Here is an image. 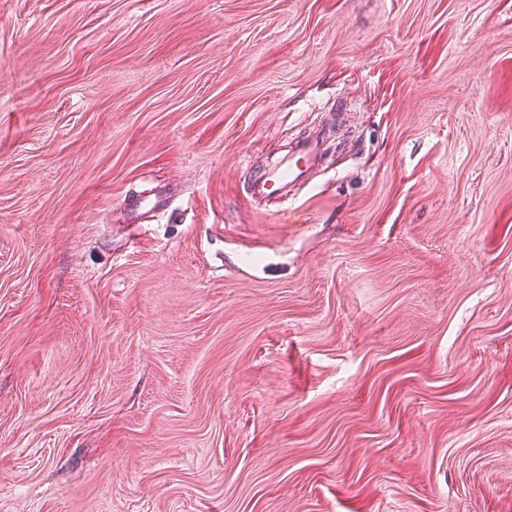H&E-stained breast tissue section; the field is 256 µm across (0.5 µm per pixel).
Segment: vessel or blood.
<instances>
[{"instance_id":"obj_1","label":"vessel or blood","mask_w":512,"mask_h":512,"mask_svg":"<svg viewBox=\"0 0 512 512\" xmlns=\"http://www.w3.org/2000/svg\"><path fill=\"white\" fill-rule=\"evenodd\" d=\"M324 133L306 137L297 141L280 163L270 169L247 170L245 182L251 195H277L280 205L277 215L283 220L294 219L297 211L290 195L291 186L307 180L311 168L323 152Z\"/></svg>"}]
</instances>
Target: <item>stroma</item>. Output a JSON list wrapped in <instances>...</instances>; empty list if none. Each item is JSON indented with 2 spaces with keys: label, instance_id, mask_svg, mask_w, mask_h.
Masks as SVG:
<instances>
[{
  "label": "stroma",
  "instance_id": "1",
  "mask_svg": "<svg viewBox=\"0 0 512 512\" xmlns=\"http://www.w3.org/2000/svg\"><path fill=\"white\" fill-rule=\"evenodd\" d=\"M0 512H512V0H0ZM325 133L308 136L297 141L280 163L270 169L252 170L246 168L245 183L252 196H268L275 193L281 198L274 211L284 221H291L297 211L289 187L298 181H306L311 168L323 152Z\"/></svg>",
  "mask_w": 512,
  "mask_h": 512
}]
</instances>
